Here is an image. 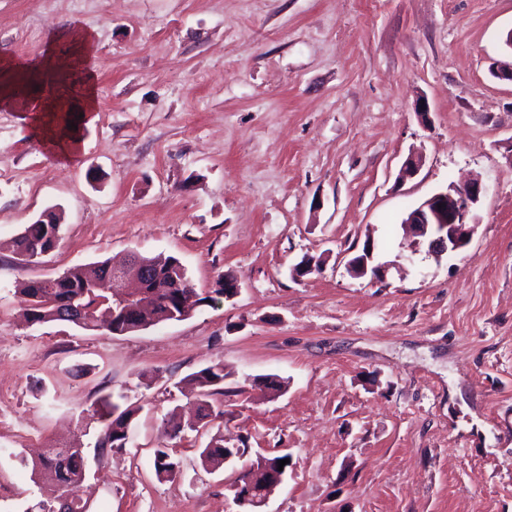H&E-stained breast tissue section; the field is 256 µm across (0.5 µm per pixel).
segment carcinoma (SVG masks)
Segmentation results:
<instances>
[{
    "mask_svg": "<svg viewBox=\"0 0 512 512\" xmlns=\"http://www.w3.org/2000/svg\"><path fill=\"white\" fill-rule=\"evenodd\" d=\"M61 224L53 213L42 214L28 225L14 241L19 260L30 263L54 250L61 240ZM129 272H135L143 287L140 298L133 301L129 310L116 304L112 295V266L107 261L92 267L74 266L56 278L30 280L18 289L26 303L30 320L46 324L68 322L84 330L104 328L110 333L127 334L146 330L159 323L185 319L202 302L190 284L186 270L179 259L170 257L163 263L153 258L134 254L127 262ZM231 373L224 370V363L214 362L184 378L196 395L198 419L224 417L219 406L226 388L225 381ZM110 410L101 414L105 421L103 448H123L128 443V430L135 410L127 408L117 412L118 406L106 403ZM154 471L160 480L177 477V462L167 447L153 453ZM203 467L219 470L224 467V439H213L199 449ZM32 472L43 477L52 476L59 495L53 502L35 505L37 512H61L60 499L70 487L85 475L83 448L70 445L49 448L45 455L33 462Z\"/></svg>",
    "mask_w": 512,
    "mask_h": 512,
    "instance_id": "cac0c4a2",
    "label": "carcinoma"
}]
</instances>
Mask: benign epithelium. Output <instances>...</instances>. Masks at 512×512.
Wrapping results in <instances>:
<instances>
[{"mask_svg":"<svg viewBox=\"0 0 512 512\" xmlns=\"http://www.w3.org/2000/svg\"><path fill=\"white\" fill-rule=\"evenodd\" d=\"M424 165L420 155H411L400 169L398 179L405 181L415 177ZM485 193V186L475 179L461 185H449L446 189L438 191L424 199L415 206L403 221L406 228L413 234L423 238L427 244L428 252L438 256L447 254L453 256L462 250L471 240L478 225L474 216L475 206ZM374 244L366 242L362 257L358 260L349 259L346 263L348 273L354 277L367 274L380 280L385 276L386 267L373 263ZM124 268L117 267L112 279V293L114 299L124 304L137 297V288L141 282H136V288H126ZM268 488L262 491V496H252L253 474L250 469L243 470L233 485L234 499L241 505L251 507L250 512H262L272 491L285 479V471L278 470V466L266 464Z\"/></svg>","mask_w":512,"mask_h":512,"instance_id":"benign-epithelium-1","label":"benign epithelium"}]
</instances>
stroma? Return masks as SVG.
<instances>
[{
	"label": "stroma",
	"instance_id": "35a3bbf8",
	"mask_svg": "<svg viewBox=\"0 0 512 512\" xmlns=\"http://www.w3.org/2000/svg\"><path fill=\"white\" fill-rule=\"evenodd\" d=\"M71 26L95 39L80 162L0 109V451L80 441L90 512H246L233 468L200 464L217 436L290 454L264 512H512V83L490 72L512 0H0V58L67 55ZM472 175L470 243L412 252L405 212ZM51 208L59 245L17 264ZM369 239L385 279L346 270ZM132 252L179 258L205 302L124 335L27 321L21 282ZM305 256L318 268L294 276ZM223 274L233 299L212 294ZM218 361L223 417L166 436L194 402L179 381ZM106 400L137 410L125 447L95 446ZM51 494L0 464V512ZM154 471L159 480H174L177 477V462L173 458L170 448H155L153 453Z\"/></svg>",
	"mask_w": 512,
	"mask_h": 512
}]
</instances>
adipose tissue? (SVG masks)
Returning <instances> with one entry per match:
<instances>
[{"mask_svg":"<svg viewBox=\"0 0 512 512\" xmlns=\"http://www.w3.org/2000/svg\"><path fill=\"white\" fill-rule=\"evenodd\" d=\"M61 37L72 46L73 74L61 73L55 47L47 45L38 66L41 97L23 101L8 87L0 86V109L21 112L44 151L65 165L78 159L81 144L79 131L70 127L72 118L68 108L81 105L84 124H91L95 119L97 84L89 65L95 49L92 34L72 27L63 30Z\"/></svg>","mask_w":512,"mask_h":512,"instance_id":"ef3b65f1","label":"adipose tissue"}]
</instances>
